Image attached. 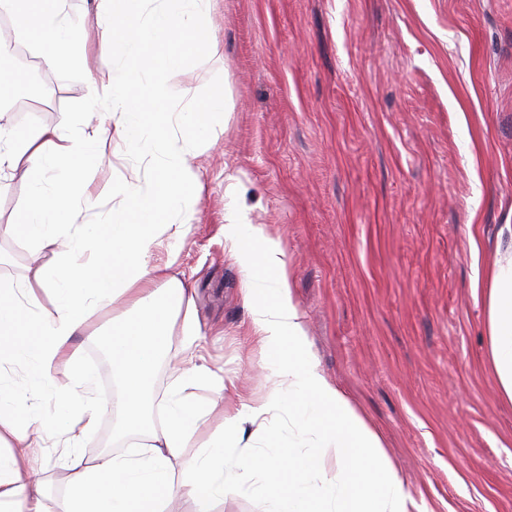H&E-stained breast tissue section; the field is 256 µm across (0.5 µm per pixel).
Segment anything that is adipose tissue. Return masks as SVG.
Listing matches in <instances>:
<instances>
[{
    "instance_id": "1",
    "label": "adipose tissue",
    "mask_w": 512,
    "mask_h": 512,
    "mask_svg": "<svg viewBox=\"0 0 512 512\" xmlns=\"http://www.w3.org/2000/svg\"><path fill=\"white\" fill-rule=\"evenodd\" d=\"M64 3L20 0L12 11L15 37L57 65L82 61L90 34H97L99 52L112 63V78L85 74L92 92L89 107L103 116L94 138L71 125L45 126L0 144V173H18L30 182L17 227L35 247L58 248L55 260L38 265L31 275L0 279V335L13 339L0 347V364L27 372L22 386L0 374V512H50L44 481L28 471L31 456L50 436L62 440L71 472L61 512H162L161 502L178 497L208 503L252 491L267 500L268 512H421L379 436L307 354L288 253L266 225L245 218L234 188L224 205V243L242 273L251 335L275 355L274 388L264 404L242 405L230 416L223 398L213 399L208 411L222 423L204 443L191 480L174 484L173 462L196 432L194 390L207 381L220 392L224 380L196 363L193 289L149 258L163 235L181 238L195 223L190 196L199 176L191 145L218 132L214 113L192 104L170 108L153 49L162 47L171 63L186 47L198 60L213 61L218 45L200 26L213 0H159L151 12L148 0H99L91 27L66 12ZM115 134L127 145L121 166H141L145 174L114 182L110 225L92 224L86 217L100 200L84 186ZM485 291L492 368L512 402V241L501 249ZM42 293L54 298L46 314L38 301ZM118 301L126 310L99 340L112 356L120 389V431L140 445L131 454L88 463L82 443L98 421L99 403L57 396L54 412L43 413L37 402L54 393L59 368L90 382L80 370L82 353L75 340L93 314ZM177 322L184 335L183 367L158 427L151 408L154 373ZM31 326L37 341L19 340L21 330ZM272 412L287 416L303 432L304 452H293L291 433L269 420ZM323 448L338 451V471L331 478L318 464ZM253 475L257 483L248 484Z\"/></svg>"
}]
</instances>
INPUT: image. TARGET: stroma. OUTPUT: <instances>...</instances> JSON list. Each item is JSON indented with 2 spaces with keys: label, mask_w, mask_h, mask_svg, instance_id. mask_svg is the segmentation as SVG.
I'll list each match as a JSON object with an SVG mask.
<instances>
[{
  "label": "stroma",
  "mask_w": 512,
  "mask_h": 512,
  "mask_svg": "<svg viewBox=\"0 0 512 512\" xmlns=\"http://www.w3.org/2000/svg\"><path fill=\"white\" fill-rule=\"evenodd\" d=\"M201 25L222 66L187 51L161 73L173 105L191 91L201 111L229 119L196 147V224L152 261L194 288L198 361L223 377L226 409L244 397L260 405L274 387L224 244L234 176L248 219L288 252L319 370L425 512H512V403L499 393L475 286L512 225V0H216ZM0 68L16 79L0 97V129L75 122L96 135L84 72L107 77L112 65L95 48L82 64L51 66L30 47L20 59L0 54ZM34 77L45 95L21 103ZM220 81L221 101L211 94ZM28 193L26 178L0 180V278L55 257L13 226ZM83 355L91 389L63 368L56 395L104 406L87 459L124 454L112 360L97 343ZM31 465L56 512L70 486L56 439Z\"/></svg>",
  "instance_id": "obj_1"
}]
</instances>
